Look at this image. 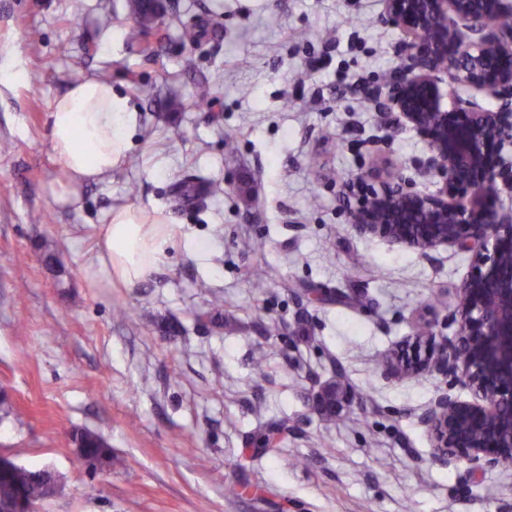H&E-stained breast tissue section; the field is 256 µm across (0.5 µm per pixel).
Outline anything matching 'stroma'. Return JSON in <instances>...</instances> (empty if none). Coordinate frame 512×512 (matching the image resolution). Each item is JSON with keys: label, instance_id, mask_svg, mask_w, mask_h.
Returning a JSON list of instances; mask_svg holds the SVG:
<instances>
[{"label": "stroma", "instance_id": "1", "mask_svg": "<svg viewBox=\"0 0 512 512\" xmlns=\"http://www.w3.org/2000/svg\"><path fill=\"white\" fill-rule=\"evenodd\" d=\"M130 3L0 0V69L19 73L0 82V142L12 145L0 153V455L54 474L37 512H512V468L440 465L419 420L438 392H472L433 370L384 372L414 324L458 334L474 260L348 222L346 182L381 161L438 187L414 166L419 136L383 129L365 96L401 64L382 0H168L145 52L124 39ZM193 16L210 22L197 48L179 39ZM104 68L132 114L130 149L110 176L72 183L49 114ZM190 173L222 193L178 200ZM125 206L176 229L133 288L93 260L101 224ZM256 235L260 255L244 246ZM258 265L276 271L270 286H252ZM271 321L278 335H265ZM261 347L263 378L250 365ZM330 379L353 398L333 422L315 386ZM276 424L280 446L254 447ZM80 431L101 436L111 462L80 460Z\"/></svg>", "mask_w": 512, "mask_h": 512}]
</instances>
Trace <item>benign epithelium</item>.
Listing matches in <instances>:
<instances>
[{
    "label": "benign epithelium",
    "mask_w": 512,
    "mask_h": 512,
    "mask_svg": "<svg viewBox=\"0 0 512 512\" xmlns=\"http://www.w3.org/2000/svg\"><path fill=\"white\" fill-rule=\"evenodd\" d=\"M500 13H512V0H383L381 22L404 40L399 73L377 93L381 117L424 139L419 170L442 186L421 191L385 168L346 185L372 199L348 209L357 233L473 254L474 272L458 290V336H415L385 371L399 378L437 369L474 392L473 401L438 393L419 420L442 465L479 472L512 466V213L497 205L500 187L512 189V154H503L512 146V29L492 25ZM479 93L497 108H484Z\"/></svg>",
    "instance_id": "7a95c632"
}]
</instances>
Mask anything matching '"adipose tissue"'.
Wrapping results in <instances>:
<instances>
[{
  "label": "adipose tissue",
  "instance_id": "obj_1",
  "mask_svg": "<svg viewBox=\"0 0 512 512\" xmlns=\"http://www.w3.org/2000/svg\"><path fill=\"white\" fill-rule=\"evenodd\" d=\"M128 116L123 98L111 85L95 80L73 84L55 101L52 148L72 182L101 179L125 159ZM173 236L174 228L162 214L126 206L102 225L95 257L119 284L131 288L148 276Z\"/></svg>",
  "mask_w": 512,
  "mask_h": 512
}]
</instances>
